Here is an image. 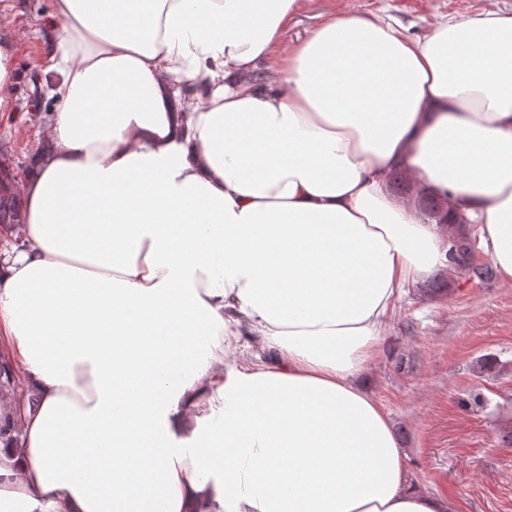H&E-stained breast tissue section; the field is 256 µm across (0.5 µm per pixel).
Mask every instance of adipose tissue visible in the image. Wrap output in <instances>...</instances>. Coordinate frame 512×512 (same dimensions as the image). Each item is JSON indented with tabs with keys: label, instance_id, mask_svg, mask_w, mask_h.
I'll return each mask as SVG.
<instances>
[{
	"label": "adipose tissue",
	"instance_id": "ef3b65f1",
	"mask_svg": "<svg viewBox=\"0 0 512 512\" xmlns=\"http://www.w3.org/2000/svg\"><path fill=\"white\" fill-rule=\"evenodd\" d=\"M301 6L51 0L52 148L0 257L37 402L0 401V512H449L360 377L448 262L394 169L512 286V14L333 19L253 80Z\"/></svg>",
	"mask_w": 512,
	"mask_h": 512
}]
</instances>
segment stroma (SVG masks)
Segmentation results:
<instances>
[{"label": "stroma", "mask_w": 512, "mask_h": 512, "mask_svg": "<svg viewBox=\"0 0 512 512\" xmlns=\"http://www.w3.org/2000/svg\"><path fill=\"white\" fill-rule=\"evenodd\" d=\"M50 0H0L11 39L9 111L0 112L6 161L27 165L53 106L43 27ZM487 0H304L281 48L320 24L379 13L421 35L444 15L476 14ZM493 358L492 369L480 362ZM388 412L413 482L447 496L451 512H512V286L460 278L450 294L411 286L363 378ZM480 403H473V395Z\"/></svg>", "instance_id": "1"}]
</instances>
